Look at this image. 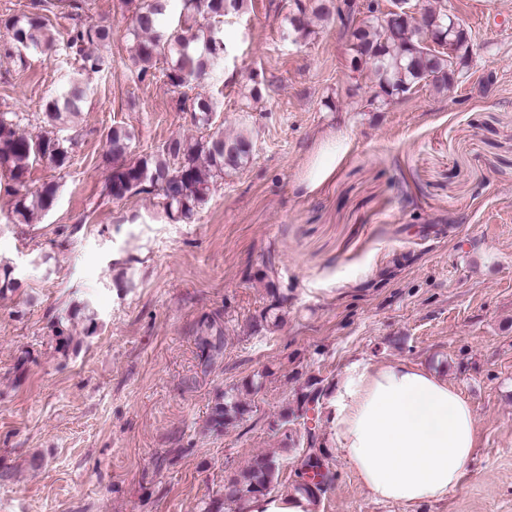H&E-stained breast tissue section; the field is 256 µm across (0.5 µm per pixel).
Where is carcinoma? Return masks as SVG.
<instances>
[{
  "label": "carcinoma",
  "mask_w": 512,
  "mask_h": 512,
  "mask_svg": "<svg viewBox=\"0 0 512 512\" xmlns=\"http://www.w3.org/2000/svg\"><path fill=\"white\" fill-rule=\"evenodd\" d=\"M244 0H182L179 21L165 31L158 30L160 17L171 7V0H125L132 12L134 63L138 77L155 75L160 71L164 83L180 92L179 109L189 112L195 124L209 126L216 112V102L210 96L189 93L200 85L216 61L224 57L226 46L217 36L212 23L240 12ZM374 15L380 12L379 0H319L309 8L306 0H292L287 21L291 29L303 38L314 33L310 14L339 16L351 30L352 63L354 69H367L371 75L370 103H385L403 96L421 82L429 80L437 90L454 85L456 69L453 60H465L471 54V36L465 26L449 28V16L434 0H426L417 14L396 17L387 26L370 23L356 24L361 10ZM72 27L67 47L79 56V71L100 72L110 65L103 53L112 39V28L69 14ZM46 15L32 13L23 16L0 17V30L9 37L8 53L24 59L31 47H54L48 33ZM164 67L157 68L158 64ZM86 97V87L79 81L70 82L68 89L45 104L46 122L55 126L76 118ZM133 132L124 126H114L107 134L108 153L112 157V171L108 176L106 195L120 200L130 194L158 191L165 200V211L173 219L189 220L205 204L210 182L225 173L244 168L252 155V141L243 133L233 138L224 137L217 130L207 136L175 137L168 140L155 154L133 159L131 143ZM40 157L56 170L70 166V151L64 141L45 133L37 136L20 129L15 112H0V170L23 189L16 200L14 213L18 223L28 224L38 213L50 211L57 197V186L45 183L41 188L27 189L29 160ZM271 300L261 315L268 325L278 326L280 311L286 298L273 289ZM205 335L196 337L201 350L200 371L207 374L224 358V334L214 319L202 323ZM56 351L68 356L74 338L66 332L64 321L52 323ZM265 374L257 373L242 385L216 395L207 418V429L216 435L224 433L252 412L247 397L263 386ZM327 396L323 380L310 378L295 397V408L270 421L269 430L284 436V445H294V433L289 426L314 412L315 425L303 426L301 438L311 437L316 447L308 450L300 463V481L295 491L317 499L323 486L332 478L327 462L325 440L320 434L319 408ZM279 462L272 456L260 454L250 465L234 471L224 479V496L204 503L203 512H246L249 501L271 493L278 479Z\"/></svg>",
  "instance_id": "carcinoma-1"
}]
</instances>
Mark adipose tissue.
<instances>
[{
    "mask_svg": "<svg viewBox=\"0 0 512 512\" xmlns=\"http://www.w3.org/2000/svg\"><path fill=\"white\" fill-rule=\"evenodd\" d=\"M348 140L311 162L300 186L317 190L345 158ZM332 441L368 495L412 512L458 487L476 444L468 400L416 365H355L332 395Z\"/></svg>",
    "mask_w": 512,
    "mask_h": 512,
    "instance_id": "adipose-tissue-1",
    "label": "adipose tissue"
}]
</instances>
